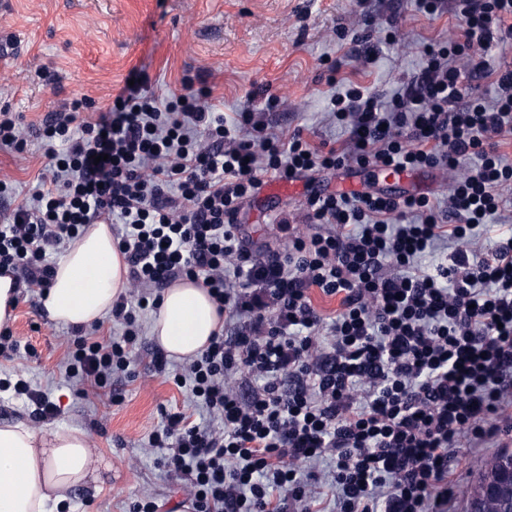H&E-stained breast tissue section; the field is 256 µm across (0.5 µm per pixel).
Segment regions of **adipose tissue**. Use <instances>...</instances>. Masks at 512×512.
Listing matches in <instances>:
<instances>
[{
	"instance_id": "ef3b65f1",
	"label": "adipose tissue",
	"mask_w": 512,
	"mask_h": 512,
	"mask_svg": "<svg viewBox=\"0 0 512 512\" xmlns=\"http://www.w3.org/2000/svg\"><path fill=\"white\" fill-rule=\"evenodd\" d=\"M127 285L110 225L89 224L69 242L40 305L55 323L85 327L109 312ZM221 325L207 290L184 279L165 290L151 334L170 358L185 360L201 353ZM95 462L80 430L1 422L0 512H65L74 488L98 481Z\"/></svg>"
}]
</instances>
